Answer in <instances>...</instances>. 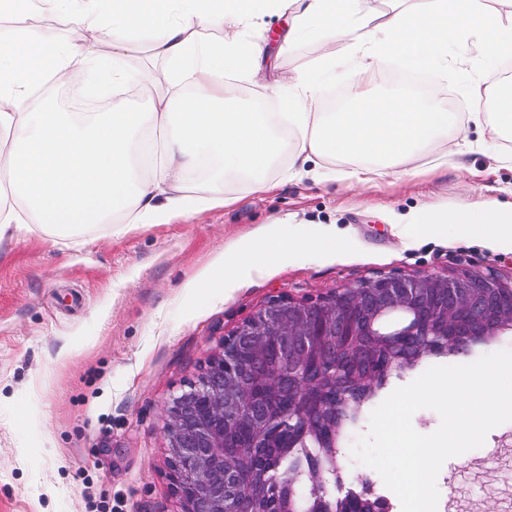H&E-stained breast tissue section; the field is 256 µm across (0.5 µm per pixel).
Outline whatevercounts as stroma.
I'll return each instance as SVG.
<instances>
[{
    "mask_svg": "<svg viewBox=\"0 0 512 512\" xmlns=\"http://www.w3.org/2000/svg\"><path fill=\"white\" fill-rule=\"evenodd\" d=\"M289 18L268 14L246 35L263 42L255 75L239 81L240 102L283 106L282 75L313 67L328 50L280 45ZM512 80V61L494 72L450 71L423 100L473 112L471 84L493 94ZM448 162L365 185L284 181L238 187L237 202L168 224H132L113 235L93 227L79 244L40 231L0 240V512H177L165 465L163 409L194 379L224 335L271 297L317 299L376 273L445 274L493 269L512 275V245L474 238L458 224L442 236L404 233L418 207L512 204V167L481 142H441ZM281 220L331 229L336 249L273 262L231 287L201 291L197 278L232 243ZM437 512H512V422L483 446L448 459Z\"/></svg>",
    "mask_w": 512,
    "mask_h": 512,
    "instance_id": "35a3bbf8",
    "label": "stroma"
}]
</instances>
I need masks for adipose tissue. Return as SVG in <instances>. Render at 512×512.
<instances>
[{"instance_id":"1","label":"adipose tissue","mask_w":512,"mask_h":512,"mask_svg":"<svg viewBox=\"0 0 512 512\" xmlns=\"http://www.w3.org/2000/svg\"><path fill=\"white\" fill-rule=\"evenodd\" d=\"M77 0H0V13H50L49 25L0 37V179L15 204L0 207V239L38 228L60 238L104 225L109 232L130 224H167L236 197L226 189L244 183L254 192L274 184L267 171L287 154L283 175L316 181L336 178L332 163L352 162L347 177L364 184L389 168L431 157L447 136L468 145L480 130L493 157L512 136V91L503 90L494 111L461 113L425 107L418 96L364 91L368 74L388 59L408 70L444 79L450 67L470 62L493 70L512 59V0H429L421 9L394 0L383 21L363 0H92L98 39L112 56L100 61L93 46L63 40L80 21ZM271 11L292 16L284 48L301 41L344 43L347 51L324 54L317 65L285 77L283 111L255 112L230 106L228 75L248 78L262 54L242 32ZM218 27L219 40L200 39ZM146 35L165 67L154 73L132 64L127 48ZM344 69L350 102L322 112L324 74ZM79 83L90 95L157 81L165 95L146 109L113 102L105 112H61L36 100L46 80ZM420 233L437 235L449 225L470 234L512 235V207L494 204L457 211L422 208L407 218ZM324 229L290 230L237 242L223 264L206 271L202 287L225 288L259 271L265 261L335 247Z\"/></svg>"}]
</instances>
